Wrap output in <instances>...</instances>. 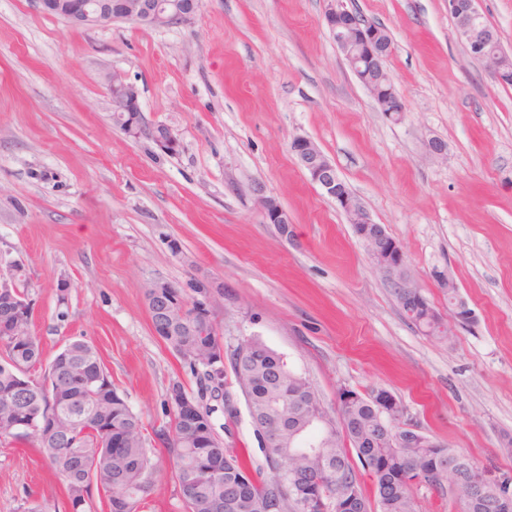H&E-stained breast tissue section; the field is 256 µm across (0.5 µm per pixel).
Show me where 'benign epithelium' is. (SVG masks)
Returning a JSON list of instances; mask_svg holds the SVG:
<instances>
[{"mask_svg":"<svg viewBox=\"0 0 512 512\" xmlns=\"http://www.w3.org/2000/svg\"><path fill=\"white\" fill-rule=\"evenodd\" d=\"M40 5L44 12L61 17L73 26L93 28L114 21L147 27L189 25L195 20L202 3L198 0H40ZM448 12L454 20L457 37L489 67L496 79L503 80L505 70L501 59L504 53L499 46L496 30L478 21L482 16L478 0H448ZM324 20L355 75H360L361 63L365 62L372 73V81L394 84L387 68L392 46L383 43L377 28L363 23L347 8L345 0H328ZM107 80L113 118L121 130L133 138L146 136L164 150H174L177 139L172 132L162 134L159 126L144 122L138 88L119 71L108 75ZM290 151L309 181L336 202L348 217V223L365 245L375 268L394 287H413L410 278L399 276V271L407 268V262L397 241L388 233L385 225L374 221L316 143L308 137L296 136L290 143ZM256 203L264 223L276 225L282 236H288L291 218L276 199L259 189ZM25 273V265L18 261L13 262L8 274L0 273V305L17 310L24 307V295L18 289V282L25 277ZM197 289L198 298L189 302L182 294L174 293L173 285L161 277L152 278L145 284L147 309L156 335L196 336V323L199 321L208 324L213 332H218L210 310L209 285L200 283ZM31 325L30 316L9 324L0 321V334L30 336ZM167 400L180 420L188 424L194 422L199 412L196 400L181 395L176 388L169 390Z\"/></svg>","mask_w":512,"mask_h":512,"instance_id":"1","label":"benign epithelium"}]
</instances>
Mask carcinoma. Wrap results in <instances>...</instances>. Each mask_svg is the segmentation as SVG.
<instances>
[{"label":"carcinoma","instance_id":"obj_1","mask_svg":"<svg viewBox=\"0 0 512 512\" xmlns=\"http://www.w3.org/2000/svg\"><path fill=\"white\" fill-rule=\"evenodd\" d=\"M394 293L414 313L422 332L437 335L440 316L427 299L411 300L402 288ZM162 340L178 356L185 342L194 345L189 365L202 369L205 391L224 400V414L236 415L224 369L204 363L205 351L218 337L208 333ZM40 357L37 337L0 335V406L19 408L17 414L0 413V441L34 439L64 483L72 512H84L91 487L99 485L112 491L110 512H139L153 474L167 461L173 464L184 512H241L244 507L248 512H369L353 453L374 485L377 512H415L414 489L442 494L450 482L469 484L478 470L448 446L419 437L407 423L406 407L384 388L363 394L342 390L334 419L314 397L305 421L319 417L328 426L314 455H304L299 436L290 449H265L260 464L243 448L224 447L211 419L213 409L203 405L198 424L188 426L175 415L169 426L155 432L164 455L154 457L142 418L112 383L94 345L68 340L37 382L26 376V369ZM226 358L262 445L295 420V395L310 384L255 336L228 347ZM384 395L389 404L381 411L376 401ZM63 405L76 407L81 418L72 436L55 438L47 434L46 424ZM107 428L127 432L126 447H111ZM450 456L461 463L448 468ZM496 496V488L490 487L481 503L460 502L461 512H497Z\"/></svg>","mask_w":512,"mask_h":512}]
</instances>
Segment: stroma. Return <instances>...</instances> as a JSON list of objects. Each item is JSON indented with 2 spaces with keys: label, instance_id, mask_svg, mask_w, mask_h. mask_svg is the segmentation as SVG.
<instances>
[{
  "label": "stroma",
  "instance_id": "obj_1",
  "mask_svg": "<svg viewBox=\"0 0 512 512\" xmlns=\"http://www.w3.org/2000/svg\"><path fill=\"white\" fill-rule=\"evenodd\" d=\"M386 27L406 112H381L337 49L327 0H202L188 26L77 28L39 0H0V272L21 291L43 362L82 338L147 430L168 425L172 383L199 381L152 328L144 284L211 287L230 343L251 336L304 374L328 414L340 389L384 388L408 422L489 477L512 471V85L458 39L448 0H347ZM140 91L147 122L175 150L112 121L107 73ZM313 140L386 225L440 313L446 277L474 312L424 335L398 305L344 214L290 151ZM446 142V158L428 154ZM285 208L289 237L264 223L253 190ZM213 415L225 444L258 446L244 401ZM67 492L30 445L0 442V512Z\"/></svg>",
  "mask_w": 512,
  "mask_h": 512
}]
</instances>
